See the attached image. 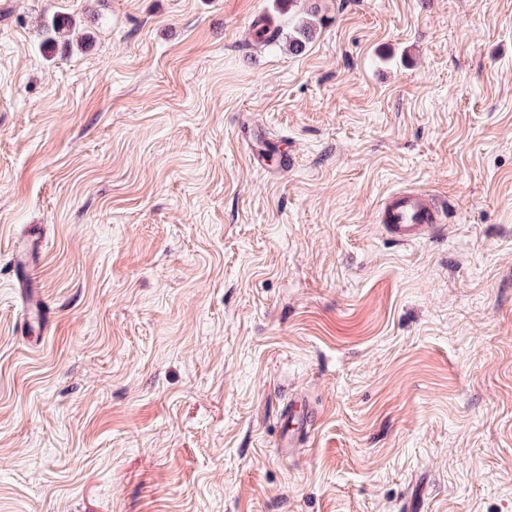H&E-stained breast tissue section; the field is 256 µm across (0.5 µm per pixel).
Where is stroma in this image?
Here are the masks:
<instances>
[{"label": "stroma", "instance_id": "1", "mask_svg": "<svg viewBox=\"0 0 512 512\" xmlns=\"http://www.w3.org/2000/svg\"><path fill=\"white\" fill-rule=\"evenodd\" d=\"M0 512H512V0H0ZM75 22L68 16H54L44 25V43L55 46L64 33L70 32ZM442 215L438 198L403 190L388 194L376 220L391 240L409 244L435 235L443 222ZM38 243H31L26 248L15 251L13 257V280L21 289L20 305L24 318L18 321L19 328L29 325L28 317L38 319L47 328L52 319L49 306L38 296L34 288L32 274L33 255L38 251ZM28 315V317H26ZM292 429H286L282 432L281 447L283 449L296 448L297 445H302L304 440L310 436L311 419L308 413L303 414L301 422L293 424ZM290 432V433H289Z\"/></svg>", "mask_w": 512, "mask_h": 512}]
</instances>
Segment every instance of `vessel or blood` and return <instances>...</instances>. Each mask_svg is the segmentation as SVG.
Instances as JSON below:
<instances>
[{"mask_svg":"<svg viewBox=\"0 0 512 512\" xmlns=\"http://www.w3.org/2000/svg\"><path fill=\"white\" fill-rule=\"evenodd\" d=\"M442 205L438 198L403 190L388 194L376 220L387 237L401 244H409L434 235L442 223ZM37 244H29L16 251L13 257L14 280L21 289L20 305L23 313L42 324H50L52 312L38 296L32 274L33 255Z\"/></svg>","mask_w":512,"mask_h":512,"instance_id":"obj_1","label":"vessel or blood"}]
</instances>
